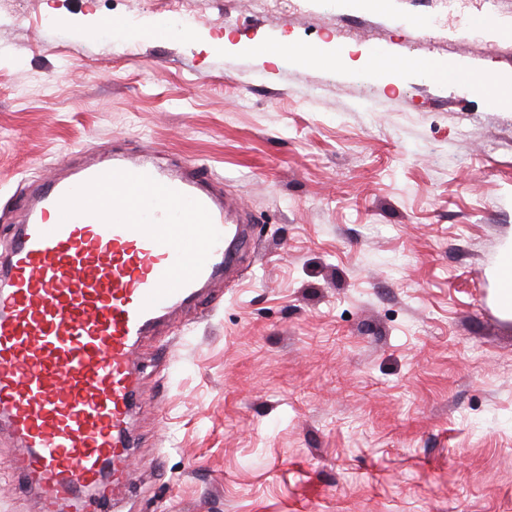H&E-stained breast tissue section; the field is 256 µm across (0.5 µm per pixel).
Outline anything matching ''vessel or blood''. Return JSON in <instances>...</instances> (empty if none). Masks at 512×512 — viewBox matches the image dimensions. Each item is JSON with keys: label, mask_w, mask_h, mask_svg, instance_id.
<instances>
[{"label": "vessel or blood", "mask_w": 512, "mask_h": 512, "mask_svg": "<svg viewBox=\"0 0 512 512\" xmlns=\"http://www.w3.org/2000/svg\"><path fill=\"white\" fill-rule=\"evenodd\" d=\"M199 170L169 174L147 156L43 186L0 266V424L38 512H105L129 485L134 346L221 278L236 209ZM106 196L81 206V189Z\"/></svg>", "instance_id": "1"}]
</instances>
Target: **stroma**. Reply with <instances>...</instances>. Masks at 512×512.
<instances>
[{
  "label": "stroma",
  "mask_w": 512,
  "mask_h": 512,
  "mask_svg": "<svg viewBox=\"0 0 512 512\" xmlns=\"http://www.w3.org/2000/svg\"><path fill=\"white\" fill-rule=\"evenodd\" d=\"M485 15L452 36L448 0H0V258L34 189L121 153L202 167L248 231L223 300L135 347L112 512H512V105L470 82L511 75L512 41ZM327 44L350 63L299 61ZM371 49L459 73L379 76ZM18 451L0 427V512H36ZM213 43L216 47L222 48L228 52L253 54L260 62L275 61L279 54L286 48V44L284 43L274 46H269L259 41H240L233 43L226 37L214 41Z\"/></svg>",
  "instance_id": "obj_1"
}]
</instances>
